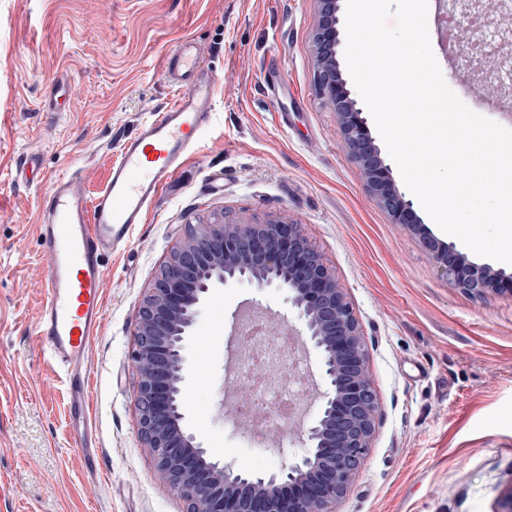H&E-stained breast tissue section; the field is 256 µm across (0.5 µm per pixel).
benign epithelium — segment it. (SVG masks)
Segmentation results:
<instances>
[{"label": "benign epithelium", "mask_w": 512, "mask_h": 512, "mask_svg": "<svg viewBox=\"0 0 512 512\" xmlns=\"http://www.w3.org/2000/svg\"><path fill=\"white\" fill-rule=\"evenodd\" d=\"M319 3L312 45L316 91L336 112L348 156L392 223L418 229L412 203L392 178L363 109L339 74L340 0ZM503 35L475 22L464 52L481 54ZM425 245L465 293H512V273L477 265L434 238ZM243 281L288 291L326 384L318 415L306 430L308 448L268 477L238 473L232 464L212 459L187 431L182 410L185 338L214 290ZM132 363L139 378V436L160 477L186 500L188 512H335L375 433L376 394L358 319L302 225L282 217L261 223L206 221L190 228L145 290Z\"/></svg>", "instance_id": "benign-epithelium-1"}]
</instances>
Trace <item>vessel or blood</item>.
<instances>
[{"instance_id": "vessel-or-blood-1", "label": "vessel or blood", "mask_w": 512, "mask_h": 512, "mask_svg": "<svg viewBox=\"0 0 512 512\" xmlns=\"http://www.w3.org/2000/svg\"><path fill=\"white\" fill-rule=\"evenodd\" d=\"M163 76L178 88L177 97L118 142L107 180L95 197L84 194L74 173L45 180L40 195L36 230L48 274L37 341L65 372L69 422L76 428L93 425L86 355L104 316V258L129 244L156 200L172 188L190 153L200 148L213 116L215 77L197 42L181 41Z\"/></svg>"}]
</instances>
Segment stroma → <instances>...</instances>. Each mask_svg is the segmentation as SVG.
Returning a JSON list of instances; mask_svg holds the SVG:
<instances>
[{
  "mask_svg": "<svg viewBox=\"0 0 512 512\" xmlns=\"http://www.w3.org/2000/svg\"><path fill=\"white\" fill-rule=\"evenodd\" d=\"M471 20L462 2L448 14L428 0L446 83L512 128V94L483 79L487 59L459 57ZM318 21L317 0H0V512H186L139 437L131 350L145 288L191 225L214 217L302 224L359 321L379 410L336 512H497L512 491V294L454 287L424 239L460 252L464 244L418 203L422 231L392 223L368 191L315 90ZM186 38L209 51L215 114L174 189L131 245L105 258V317L88 356L92 471L70 431L63 374L35 342L46 259L40 191L20 178V162L39 152L46 176L84 171L95 193L116 140L175 96L162 71ZM62 78L77 89L70 112L52 106ZM216 172L224 184L214 191ZM247 306L265 313L267 340L298 323L282 291L245 282L218 290L187 338L184 423L213 458L265 474L306 443L291 423L258 432L236 413L251 395L231 371L234 318ZM260 374L299 387L304 402L326 389L313 353Z\"/></svg>",
  "mask_w": 512,
  "mask_h": 512,
  "instance_id": "1",
  "label": "stroma"
}]
</instances>
